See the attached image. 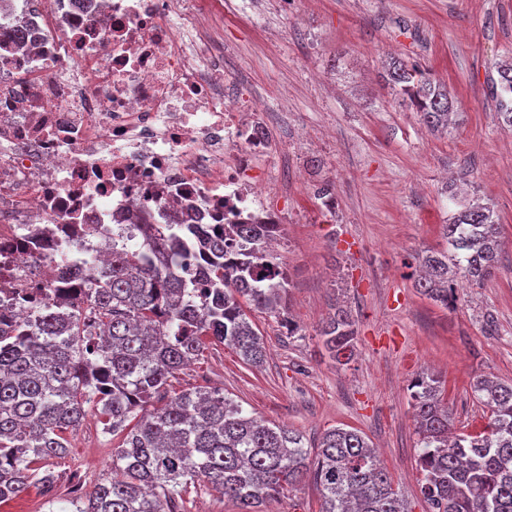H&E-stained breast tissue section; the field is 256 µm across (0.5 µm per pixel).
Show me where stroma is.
I'll return each instance as SVG.
<instances>
[{"label": "stroma", "instance_id": "1", "mask_svg": "<svg viewBox=\"0 0 512 512\" xmlns=\"http://www.w3.org/2000/svg\"><path fill=\"white\" fill-rule=\"evenodd\" d=\"M207 39L224 44L228 90L250 96L279 144L260 159L268 202L288 222L276 251L297 332L274 314L249 317L265 346L260 367L208 346L174 391L220 388L245 412L300 431H361L377 448L410 512H429L417 483L408 385L421 370L446 381L457 426L486 412L473 384L512 382V128L489 95L512 58V0H223ZM421 66L455 101V125L430 132L400 106L381 73L388 57ZM330 185L333 208L319 193ZM491 206L505 240L494 274L460 289L456 308L421 295L415 253L444 248L459 204ZM356 323L357 352L337 367L318 334L335 307ZM47 467L55 495L112 473L116 446L95 414Z\"/></svg>", "mask_w": 512, "mask_h": 512}]
</instances>
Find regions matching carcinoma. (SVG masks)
<instances>
[{
	"label": "carcinoma",
	"instance_id": "carcinoma-1",
	"mask_svg": "<svg viewBox=\"0 0 512 512\" xmlns=\"http://www.w3.org/2000/svg\"><path fill=\"white\" fill-rule=\"evenodd\" d=\"M493 95L512 127V64ZM402 105L431 130L448 127L453 100L418 66L394 59L383 72ZM141 224L146 247L112 248V260L85 280L63 281L37 317L0 314V502L37 483L51 494L55 475L39 463L67 453L66 435L90 410L120 438L112 479L78 487L73 512H186L185 496L205 484L239 512L309 478L321 512H406L399 491L366 437L326 431L316 449L300 433L247 414L215 390L198 387L153 402L206 344L228 345L248 365L265 348L245 308L287 311V277L270 243L278 224ZM446 247L417 261L416 288L444 308L460 279L480 284L499 260L501 225L488 206L469 205L442 225ZM194 250L198 275H183ZM319 336L338 366L356 354L355 324L338 308ZM420 492L431 512H512V384L482 378L474 395L489 413L474 434L455 431L444 381L422 372L411 384Z\"/></svg>",
	"mask_w": 512,
	"mask_h": 512
}]
</instances>
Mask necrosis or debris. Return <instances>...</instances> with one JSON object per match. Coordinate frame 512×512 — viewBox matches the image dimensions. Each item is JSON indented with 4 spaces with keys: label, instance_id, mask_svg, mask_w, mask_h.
I'll use <instances>...</instances> for the list:
<instances>
[{
    "label": "necrosis or debris",
    "instance_id": "1",
    "mask_svg": "<svg viewBox=\"0 0 512 512\" xmlns=\"http://www.w3.org/2000/svg\"><path fill=\"white\" fill-rule=\"evenodd\" d=\"M221 0H15L0 14V313L32 315L64 272L103 269L150 224H282L251 171L275 143L188 51ZM23 28L24 41L11 38Z\"/></svg>",
    "mask_w": 512,
    "mask_h": 512
}]
</instances>
